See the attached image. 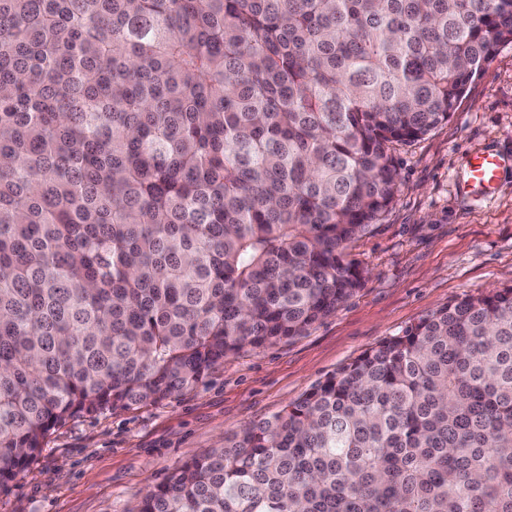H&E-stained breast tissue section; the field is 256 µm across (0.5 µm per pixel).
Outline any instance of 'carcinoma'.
I'll return each instance as SVG.
<instances>
[{
    "label": "carcinoma",
    "mask_w": 512,
    "mask_h": 512,
    "mask_svg": "<svg viewBox=\"0 0 512 512\" xmlns=\"http://www.w3.org/2000/svg\"><path fill=\"white\" fill-rule=\"evenodd\" d=\"M512 0H0V489L83 415L301 336L364 282L394 143ZM138 512H512V287L195 455Z\"/></svg>",
    "instance_id": "obj_1"
}]
</instances>
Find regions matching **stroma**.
Listing matches in <instances>:
<instances>
[{
  "instance_id": "stroma-1",
  "label": "stroma",
  "mask_w": 512,
  "mask_h": 512,
  "mask_svg": "<svg viewBox=\"0 0 512 512\" xmlns=\"http://www.w3.org/2000/svg\"><path fill=\"white\" fill-rule=\"evenodd\" d=\"M509 160L492 197L469 162ZM399 191L349 246L364 287L301 336L225 358L193 388L155 404L83 415L0 492V512H137L183 462L266 419L327 374L465 295L512 286V43L468 84L447 122L395 144Z\"/></svg>"
}]
</instances>
